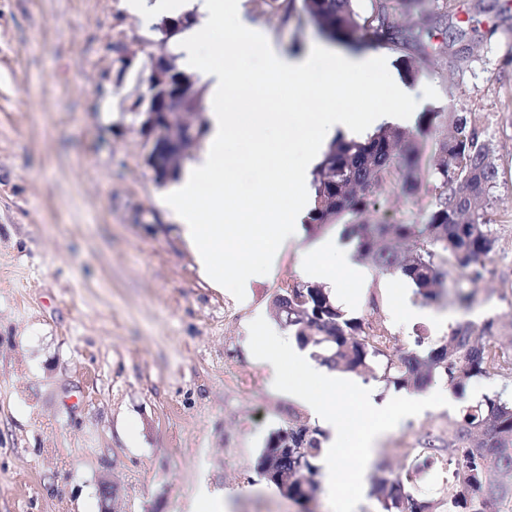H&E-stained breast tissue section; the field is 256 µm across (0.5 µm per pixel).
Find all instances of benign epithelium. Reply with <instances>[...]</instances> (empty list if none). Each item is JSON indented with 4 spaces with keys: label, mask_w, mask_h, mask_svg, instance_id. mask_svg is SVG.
Here are the masks:
<instances>
[{
    "label": "benign epithelium",
    "mask_w": 512,
    "mask_h": 512,
    "mask_svg": "<svg viewBox=\"0 0 512 512\" xmlns=\"http://www.w3.org/2000/svg\"><path fill=\"white\" fill-rule=\"evenodd\" d=\"M187 23L186 19L157 23L159 44ZM149 69L146 90L131 96L127 109L140 117L138 131L146 145V165L174 170L198 143L202 94L194 77L180 72L164 52L150 56Z\"/></svg>",
    "instance_id": "obj_1"
}]
</instances>
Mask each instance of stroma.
Here are the masks:
<instances>
[{"label": "stroma", "instance_id": "1", "mask_svg": "<svg viewBox=\"0 0 512 512\" xmlns=\"http://www.w3.org/2000/svg\"><path fill=\"white\" fill-rule=\"evenodd\" d=\"M505 0H424L428 36L411 81L416 112L454 110L499 149L497 238L473 302L427 303L433 320L399 313L401 281L371 262L349 314L384 323L399 350L427 355L451 326L491 324L512 358V8ZM264 37L247 72L298 46L329 52L298 17L244 0ZM151 17L122 0H0V512H89L100 479L114 512H188L200 485L220 512H301L257 472L273 433L310 423L306 409L270 389L251 355L253 337L282 331L273 302L301 282L302 244L290 243L249 295L199 273L174 218L159 204L164 184L126 99L145 86L159 52ZM466 33L464 60L448 59L447 28ZM434 193L400 192L371 212L374 223L427 215ZM458 406L432 404L384 435L358 483L321 488L314 512H376L378 466L413 473L414 492L445 498L444 461L411 454L420 433L447 437Z\"/></svg>", "mask_w": 512, "mask_h": 512}]
</instances>
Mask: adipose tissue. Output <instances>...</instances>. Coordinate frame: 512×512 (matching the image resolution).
Masks as SVG:
<instances>
[{
  "label": "adipose tissue",
  "instance_id": "adipose-tissue-1",
  "mask_svg": "<svg viewBox=\"0 0 512 512\" xmlns=\"http://www.w3.org/2000/svg\"><path fill=\"white\" fill-rule=\"evenodd\" d=\"M206 18L203 31L186 28L175 46L188 69L201 72L209 83L208 124L203 146L196 159L179 174L161 201L178 223L181 236L195 257L202 276L216 287L224 285V268L232 266L238 287H249L254 278L250 260L237 258L236 244L240 235H247L248 244L266 266H273L276 257L288 243L297 241L313 207L310 189L311 171L318 155L316 144L336 132L361 139L384 124H413L415 116L409 107L410 92L391 72L387 61L377 55L351 56L342 52L329 56L315 49L294 59L268 57L266 69L260 74L242 70L244 48L241 27L224 25L225 15L239 12L238 5H225L224 0H194ZM292 73L294 82L288 92L289 105L295 106L301 119L310 120L314 132L312 148L304 150L289 166H282L280 154L286 138L259 142L255 134L261 130L278 129L282 115L278 112H236L230 110L228 98L243 85L259 83L267 87L270 97H277V75ZM370 74L372 80L364 88L367 96L384 94L382 107L349 113L336 107L331 94L337 84L355 74ZM245 148L250 158L265 171L268 182L288 177L293 198L268 194L257 187L255 195L269 213L287 208L284 223L247 224L240 212L226 208L229 193L228 154ZM304 278L328 284L337 301L351 306L352 298L345 290L346 279L364 281V269L353 259L350 250L339 245L335 235L318 239L300 266ZM253 355L269 372L272 387L301 402L309 415L330 429L331 439L322 454L330 485L344 483L348 472L337 450L344 442L342 429L355 410L366 412L367 426L354 450L355 474L374 456L376 444L389 430L410 414L428 407L432 402L453 403L454 395L445 384H436L427 391L407 393L398 407L385 409L374 397L373 386L358 379L320 367L308 359L294 336L281 334L266 337L264 344L254 348Z\"/></svg>",
  "mask_w": 512,
  "mask_h": 512
}]
</instances>
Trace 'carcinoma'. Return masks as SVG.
<instances>
[{
    "label": "carcinoma",
    "instance_id": "obj_1",
    "mask_svg": "<svg viewBox=\"0 0 512 512\" xmlns=\"http://www.w3.org/2000/svg\"><path fill=\"white\" fill-rule=\"evenodd\" d=\"M422 0H299L308 22L351 45L371 41L403 52L405 73L415 79L411 51L422 31L398 23ZM439 121L452 133L436 142L429 167H422L421 137ZM497 146L484 139L458 112H428L416 131L382 125L361 140L335 137L316 166L314 227L343 222L356 240L357 252L382 273L395 274L413 286L424 301L436 299V288L448 271L471 280L482 276L485 260L496 247L485 219L497 174ZM438 189L437 204L423 224H370L367 212L395 188L416 199L429 182ZM443 263H437V258ZM279 321L295 331L300 343L313 348L322 364L343 372L383 367V378L398 389L417 388L437 375L460 391L478 375H489L504 361L495 343L485 339L491 324L459 323L427 358L394 348L395 337L380 323L347 316L326 289L297 284L274 301ZM321 432L291 424L276 432L263 449L258 473L281 494L306 504L320 489L316 461ZM416 452L449 456L455 484L445 501L417 498L401 476L378 469L372 494L380 512H512V399L486 397L449 422L448 440L421 433Z\"/></svg>",
    "mask_w": 512,
    "mask_h": 512
}]
</instances>
